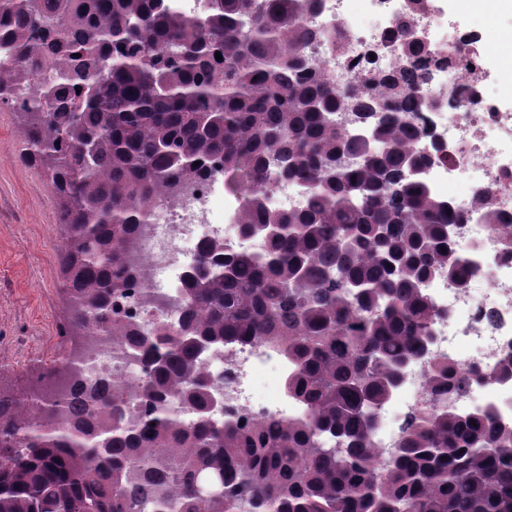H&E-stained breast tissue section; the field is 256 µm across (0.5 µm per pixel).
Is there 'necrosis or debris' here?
<instances>
[{"label":"necrosis or debris","mask_w":512,"mask_h":512,"mask_svg":"<svg viewBox=\"0 0 512 512\" xmlns=\"http://www.w3.org/2000/svg\"><path fill=\"white\" fill-rule=\"evenodd\" d=\"M331 22L340 23L347 33L346 49L332 53L317 45L311 53L340 88L390 74L399 52L393 36L400 28L422 31L429 48L445 52L446 61L430 66L429 78L416 88L419 98L435 103L417 116L432 132L419 147L436 155L426 172L432 190L467 216L455 226L452 243L472 272L462 288L450 286L444 276L423 281L424 295L443 316L433 326L425 354L405 366L381 408L375 444L390 453L409 416L435 409L425 374L439 362L469 378L466 388L449 392V411L464 417L490 409L497 424L512 427V379L495 376L499 359L512 349V249L482 217L488 208L502 219L512 218V114L501 110L491 92L485 62L492 42L481 31L434 10L411 12L408 0H319L309 25L320 28ZM483 193L488 199L482 206L478 200ZM239 205V196L225 190L220 172L157 203L129 249L136 266L145 267L147 280L136 283L120 300L113 319L145 333L155 332L163 321L179 319L177 289L203 240L262 251L263 239L240 236ZM90 344L92 355L85 364L89 376L117 383L137 379L141 366L129 357L125 341L97 333ZM206 369L221 403L218 420H287L306 413L285 388L295 365L274 343L225 344L208 353ZM269 375L277 383L270 396L264 392Z\"/></svg>","instance_id":"necrosis-or-debris-1"}]
</instances>
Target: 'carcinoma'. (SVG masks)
<instances>
[{"label": "carcinoma", "mask_w": 512, "mask_h": 512, "mask_svg": "<svg viewBox=\"0 0 512 512\" xmlns=\"http://www.w3.org/2000/svg\"><path fill=\"white\" fill-rule=\"evenodd\" d=\"M210 4L189 18L169 0H0V103L27 97L22 160L60 201L75 342L44 368L45 392L0 395V512H512V432L489 415H425L389 458L374 442L440 316L421 282L469 274L451 243L463 217L420 175L435 158L414 148L413 115L432 107L413 96L421 74L403 64L338 91L308 53L342 46L306 24L317 0ZM398 41L423 50L409 29ZM211 167L243 193L241 234L267 247L205 241L177 325L147 338L112 321L144 277L124 261L136 226ZM285 181L305 205L273 211ZM95 327L128 339L139 381L85 375L75 357ZM262 339L296 365L287 388L308 415L217 420L207 353ZM448 377L433 370L438 394Z\"/></svg>", "instance_id": "carcinoma-1"}]
</instances>
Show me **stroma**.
I'll list each match as a JSON object with an SVG mask.
<instances>
[{"mask_svg":"<svg viewBox=\"0 0 512 512\" xmlns=\"http://www.w3.org/2000/svg\"><path fill=\"white\" fill-rule=\"evenodd\" d=\"M435 10L474 28L490 27L496 43L512 40V14L461 11L449 0ZM20 118L0 103V392H31L50 360L71 342L62 332L67 310L58 290L57 201L43 170L22 162Z\"/></svg>","mask_w":512,"mask_h":512,"instance_id":"stroma-1","label":"stroma"}]
</instances>
